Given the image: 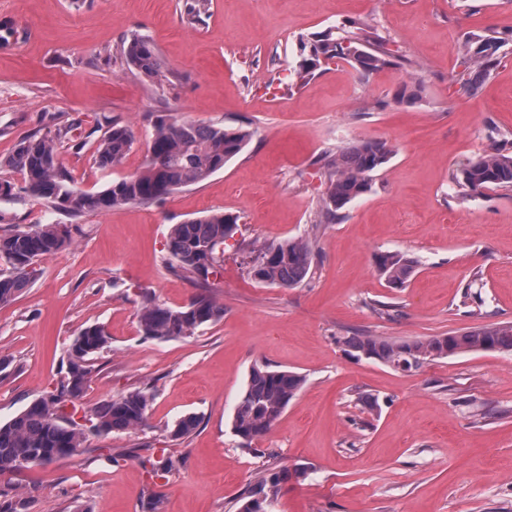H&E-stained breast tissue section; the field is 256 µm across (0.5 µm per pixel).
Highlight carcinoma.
I'll return each instance as SVG.
<instances>
[{"mask_svg": "<svg viewBox=\"0 0 512 512\" xmlns=\"http://www.w3.org/2000/svg\"><path fill=\"white\" fill-rule=\"evenodd\" d=\"M208 0H184V16L194 25L207 11ZM512 41V33L500 36L474 34L462 48L464 69L453 81L459 91L474 95L500 62L499 49ZM120 53L138 74L157 81L164 77V64L151 41L134 35L124 41ZM345 60L361 75L389 64L384 38L376 25L352 20L343 26L327 28L308 46L297 74L305 81L320 61ZM253 136L243 126L201 125L185 120L160 119L148 145L145 169L112 182L95 194H76L57 160L58 136L32 134L23 138L14 153L0 162L24 175L25 191L38 202L62 209L72 216L87 211H108L130 204L159 202L181 188L197 185L240 154ZM132 128L112 123L101 137L96 152L105 167L120 163L132 148ZM384 143L363 140L329 154L323 168L328 188L323 211L329 217L369 191L372 174L390 159ZM453 182L463 197L487 189L512 188V142L504 141L489 154L468 162L455 174ZM238 230V218L213 213L172 225L167 251L177 267L190 274L203 292L187 305L172 308L142 293L137 310L143 334L155 339L192 336L202 327L224 318V306L205 293L210 278L223 269L224 245ZM69 241L68 230L58 224L14 228L0 234V261L8 272H0V306L14 302L32 283L35 265L56 254ZM248 274L257 282L291 288L312 273L313 249L303 238L263 244L254 249ZM377 267L394 288L405 287L414 272V261L395 252L378 255ZM336 342L344 352L358 358L378 361L395 370L411 372L438 360L472 351L512 352V322H496L459 332L421 339H393L361 334L339 336ZM109 343L103 328L91 325L70 345L61 391H49L31 402L9 422L0 424V475L35 463H47L73 456L85 440L84 425L64 414V402L84 394L93 373L94 357ZM305 376L262 363L252 366L247 386L240 396L233 418L235 435L250 448L266 435L297 398ZM151 396L133 390L101 401L88 421L97 432L137 430L146 426ZM199 419L187 414L175 422L170 437L190 436ZM306 469L267 471L236 504L237 512H266V503L278 498L281 486L291 478H302Z\"/></svg>", "mask_w": 512, "mask_h": 512, "instance_id": "carcinoma-1", "label": "carcinoma"}]
</instances>
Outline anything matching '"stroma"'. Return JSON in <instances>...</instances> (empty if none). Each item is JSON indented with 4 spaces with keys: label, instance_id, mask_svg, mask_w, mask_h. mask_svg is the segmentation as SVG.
Returning <instances> with one entry per match:
<instances>
[{
    "label": "stroma",
    "instance_id": "35a3bbf8",
    "mask_svg": "<svg viewBox=\"0 0 512 512\" xmlns=\"http://www.w3.org/2000/svg\"><path fill=\"white\" fill-rule=\"evenodd\" d=\"M183 0H0V160L22 138L62 132L58 161L77 193H97L142 170L158 117L253 132L243 152L202 183L153 205L72 218L35 201L20 172L0 201V233L60 224L70 243L38 264L32 285L0 306V423L59 388L68 350L87 326L109 345L78 406L136 389L152 397L148 425L89 433L84 452L0 476L16 512H233L261 469L308 467L286 482L275 512H512V354L473 351L406 373L346 357L336 339L367 333L436 336L512 321V190L461 197L452 181L469 160L512 140V43L476 95L452 81L461 46L512 30V0H210L187 24ZM370 19L392 60L361 76L343 60L296 71L301 43ZM143 35L167 68L156 83L131 71L122 42ZM420 97L398 100L402 85ZM135 142L100 167L109 123ZM357 140L387 143L370 190L330 222L321 159ZM210 213L238 219L209 293L221 321L195 335L154 339L136 317L142 293L186 305L198 288L166 252L170 225ZM305 236L314 273L283 288L248 273L250 251ZM399 252L414 272L393 288L375 257ZM480 276L482 306L462 293ZM266 362L306 383L272 430L245 449L235 404L251 367ZM378 398L380 411L365 400ZM193 435L167 431L185 414ZM171 458L166 475L153 465Z\"/></svg>",
    "mask_w": 512,
    "mask_h": 512
}]
</instances>
